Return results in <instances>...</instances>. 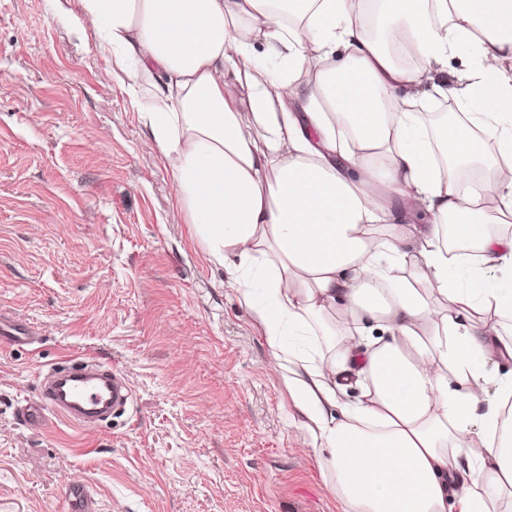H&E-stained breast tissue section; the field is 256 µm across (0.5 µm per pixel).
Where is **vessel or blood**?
I'll return each mask as SVG.
<instances>
[{"label": "vessel or blood", "instance_id": "b4317fda", "mask_svg": "<svg viewBox=\"0 0 512 512\" xmlns=\"http://www.w3.org/2000/svg\"><path fill=\"white\" fill-rule=\"evenodd\" d=\"M0 339L27 345L33 331L26 323L0 314ZM130 399L128 383L111 369L90 359L68 360L49 370L40 383L37 403L22 408L20 418L36 422L42 411L49 409L89 428L125 413Z\"/></svg>", "mask_w": 512, "mask_h": 512}]
</instances>
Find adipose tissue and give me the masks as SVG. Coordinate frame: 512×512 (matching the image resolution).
<instances>
[{"instance_id":"1","label":"adipose tissue","mask_w":512,"mask_h":512,"mask_svg":"<svg viewBox=\"0 0 512 512\" xmlns=\"http://www.w3.org/2000/svg\"><path fill=\"white\" fill-rule=\"evenodd\" d=\"M78 2L191 238L265 337L326 491L344 512H504L512 379L487 366L512 358V235L486 222H512V0H381V41L360 0ZM405 44L426 71L396 64ZM463 45L477 65L449 73ZM418 87L462 118L426 126L396 98ZM484 138L493 188L461 191ZM452 237L477 258L449 256ZM368 319L385 336L371 347Z\"/></svg>"}]
</instances>
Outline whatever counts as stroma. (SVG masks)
<instances>
[{
  "mask_svg": "<svg viewBox=\"0 0 512 512\" xmlns=\"http://www.w3.org/2000/svg\"><path fill=\"white\" fill-rule=\"evenodd\" d=\"M77 0H0V512H342L267 344L179 215L169 163ZM68 358L124 374L95 430L18 408ZM33 334L31 326L19 320L6 319L0 312V342L6 340L10 345H27L32 343Z\"/></svg>",
  "mask_w": 512,
  "mask_h": 512,
  "instance_id": "35a3bbf8",
  "label": "stroma"
}]
</instances>
